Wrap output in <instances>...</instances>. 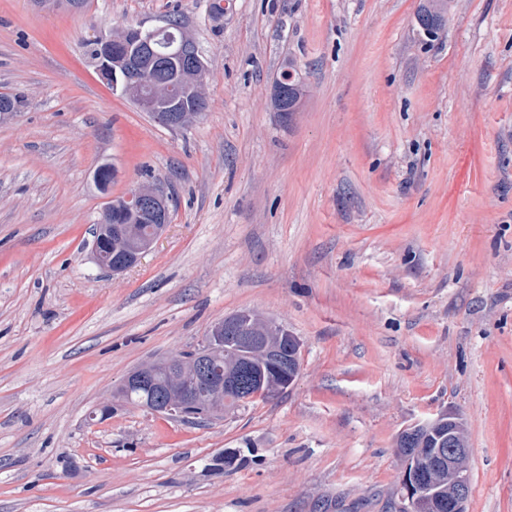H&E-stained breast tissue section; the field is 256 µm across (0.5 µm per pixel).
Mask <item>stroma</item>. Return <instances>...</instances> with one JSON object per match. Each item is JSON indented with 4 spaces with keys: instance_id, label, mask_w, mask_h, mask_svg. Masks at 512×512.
Masks as SVG:
<instances>
[{
    "instance_id": "1",
    "label": "stroma",
    "mask_w": 512,
    "mask_h": 512,
    "mask_svg": "<svg viewBox=\"0 0 512 512\" xmlns=\"http://www.w3.org/2000/svg\"><path fill=\"white\" fill-rule=\"evenodd\" d=\"M212 2L0 0V94L23 98L0 120V512H401L397 436L443 410L467 512H512V0H456L429 43L427 0ZM173 18L209 70L183 129L83 52ZM145 183L165 233L98 268L94 224ZM242 311L299 338L288 390L209 423L90 419ZM227 448L248 461L211 471ZM285 72V71H284ZM288 79V98L282 104L274 105L279 112H294L298 109L300 98L303 94V83L296 68L288 66V71L282 76V79L277 83H281Z\"/></svg>"
}]
</instances>
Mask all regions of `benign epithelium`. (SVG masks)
<instances>
[{
	"instance_id": "1",
	"label": "benign epithelium",
	"mask_w": 512,
	"mask_h": 512,
	"mask_svg": "<svg viewBox=\"0 0 512 512\" xmlns=\"http://www.w3.org/2000/svg\"><path fill=\"white\" fill-rule=\"evenodd\" d=\"M156 33V29L146 31L135 46L125 50L120 59L124 73L123 92L138 96V107L144 112H153L160 104H165L166 126L181 129L191 124L199 113L180 109L164 84L154 85L148 94L139 92L145 82L144 67L150 63L152 57L158 55ZM95 41L100 53L107 59L116 49L125 45L124 36L118 32L98 36ZM170 48L172 55L183 64L201 71L206 70L204 58L189 34H183L181 41L170 45ZM120 206L133 212L147 213L154 217V221L148 236L138 235L136 228L130 224L100 225V237L104 246H94L93 260L99 268L113 273L134 267L168 225L167 195L155 184H143L131 189L122 197ZM263 334L272 336V340L262 348L264 355L272 361L276 359L278 348L291 351L300 347L298 337L282 326L269 325L264 328ZM256 339V326L251 323L249 313L227 317L212 326L192 356L176 354L157 362L146 363L126 375L125 389L130 392L154 383L155 369L160 367L165 372V385L145 408L169 418H183L192 411L195 398L203 391L209 397L212 415L219 416L224 413L225 392L236 391L245 401L256 396L252 387L224 377V341L251 346ZM467 455L468 448L461 434V427L450 418L448 447L438 446L425 450L419 448L403 456V512H417V506L424 495L423 481L409 479V469L417 470L428 479L436 468V463L444 460L448 461V500L440 503L438 512H466L469 497V482L465 473Z\"/></svg>"
}]
</instances>
